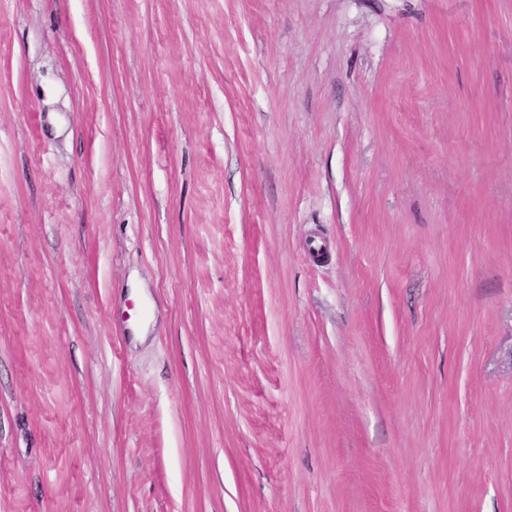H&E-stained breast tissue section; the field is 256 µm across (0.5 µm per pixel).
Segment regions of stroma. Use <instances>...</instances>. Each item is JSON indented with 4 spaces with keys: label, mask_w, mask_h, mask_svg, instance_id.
I'll use <instances>...</instances> for the list:
<instances>
[{
    "label": "stroma",
    "mask_w": 512,
    "mask_h": 512,
    "mask_svg": "<svg viewBox=\"0 0 512 512\" xmlns=\"http://www.w3.org/2000/svg\"><path fill=\"white\" fill-rule=\"evenodd\" d=\"M0 512H512V0H0Z\"/></svg>",
    "instance_id": "1"
}]
</instances>
